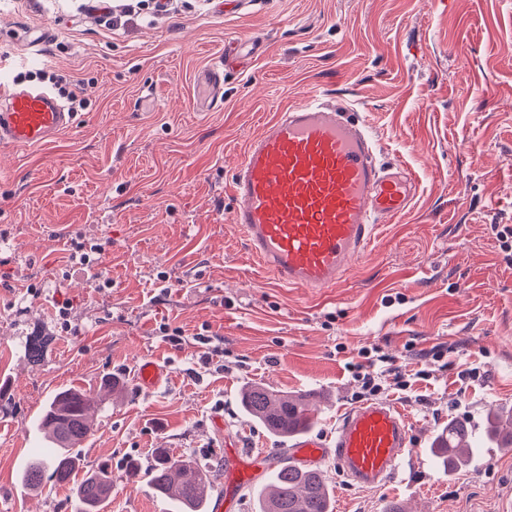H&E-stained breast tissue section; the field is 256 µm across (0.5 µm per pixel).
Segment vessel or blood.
Returning <instances> with one entry per match:
<instances>
[{
	"mask_svg": "<svg viewBox=\"0 0 512 512\" xmlns=\"http://www.w3.org/2000/svg\"><path fill=\"white\" fill-rule=\"evenodd\" d=\"M0 141L35 147L75 126L74 113L44 88H17L0 71ZM230 221L251 254L289 288L325 291L348 275L374 230L404 212L414 195L410 178L378 160V143L347 108L309 91L279 110L248 142L231 182ZM408 418L399 406L369 401L350 410L332 445L302 434L297 465L333 457L354 484L390 482L408 454Z\"/></svg>",
	"mask_w": 512,
	"mask_h": 512,
	"instance_id": "b4317fda",
	"label": "vessel or blood"
}]
</instances>
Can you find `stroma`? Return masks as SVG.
I'll list each match as a JSON object with an SVG mask.
<instances>
[{
    "instance_id": "1",
    "label": "stroma",
    "mask_w": 512,
    "mask_h": 512,
    "mask_svg": "<svg viewBox=\"0 0 512 512\" xmlns=\"http://www.w3.org/2000/svg\"><path fill=\"white\" fill-rule=\"evenodd\" d=\"M140 8L116 26L90 0H0V65L31 71L32 40L51 32L40 67L84 101L75 128L48 143L0 144V500L70 512V487L24 492L20 474L46 444L38 416L76 387L104 406L79 452L112 468L105 512H175L143 473L158 448L203 464L262 454L249 479L219 480L224 512H257V490L289 451L242 413L243 389L315 393L311 433L334 440L358 404L353 366L366 346L412 374L381 395L405 410L412 447L382 489L322 461L333 512H503L512 451L488 446L446 473L428 448L449 419L478 433L490 407L512 408V247L494 230L512 226V0ZM219 60L223 100L197 111L196 78ZM315 87L416 184L407 211L321 294L254 263L226 190L253 135ZM74 240L103 246L93 270L70 263ZM35 333L47 340L37 363L26 351ZM147 358L171 375L152 391L136 383ZM465 361L485 372L466 387ZM112 376L119 392L103 387Z\"/></svg>"
}]
</instances>
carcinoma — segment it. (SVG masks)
<instances>
[{
    "mask_svg": "<svg viewBox=\"0 0 512 512\" xmlns=\"http://www.w3.org/2000/svg\"><path fill=\"white\" fill-rule=\"evenodd\" d=\"M243 412L259 422L272 435L288 439L307 432L313 426L308 395H284L265 386H250L241 395ZM88 397L76 389L58 392L50 401L40 425L48 433L53 450L38 455L25 475L26 484L35 491L50 481L67 485L81 468L82 459L75 451L89 434L91 420ZM512 422V412L492 411L487 419V439L501 437V447L512 448V430L503 431V423ZM446 437L436 448L448 459L465 466L474 455L464 428L448 422ZM146 476L152 489L162 496L174 497L180 512H204L207 493L215 488L214 475L200 467L192 457H174L158 448ZM112 482V470L103 463L84 478L76 489L75 512H101L109 496L103 492ZM259 512H332L330 491L323 473L284 463L273 472L269 491H261Z\"/></svg>",
    "mask_w": 512,
    "mask_h": 512,
    "instance_id": "obj_1",
    "label": "carcinoma"
}]
</instances>
